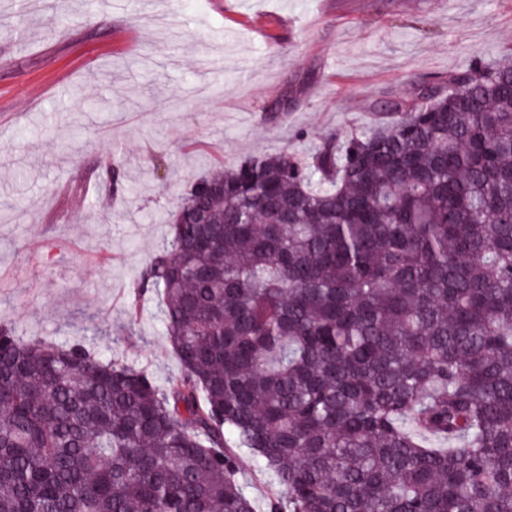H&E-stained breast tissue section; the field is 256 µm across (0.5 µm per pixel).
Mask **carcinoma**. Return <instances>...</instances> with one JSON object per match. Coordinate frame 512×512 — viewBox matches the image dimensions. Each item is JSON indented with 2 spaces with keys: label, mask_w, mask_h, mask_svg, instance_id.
<instances>
[{
  "label": "carcinoma",
  "mask_w": 512,
  "mask_h": 512,
  "mask_svg": "<svg viewBox=\"0 0 512 512\" xmlns=\"http://www.w3.org/2000/svg\"><path fill=\"white\" fill-rule=\"evenodd\" d=\"M409 84L180 195L168 386L0 327V512H512V57ZM245 457L247 463L244 466L242 477L253 493L257 505L256 511L265 512L267 497L277 492L278 488L270 476L260 471L257 463L251 457L247 455Z\"/></svg>",
  "instance_id": "1"
}]
</instances>
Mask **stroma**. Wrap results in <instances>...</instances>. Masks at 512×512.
<instances>
[{
	"instance_id": "35a3bbf8",
	"label": "stroma",
	"mask_w": 512,
	"mask_h": 512,
	"mask_svg": "<svg viewBox=\"0 0 512 512\" xmlns=\"http://www.w3.org/2000/svg\"><path fill=\"white\" fill-rule=\"evenodd\" d=\"M509 54L512 0H57L51 21L43 0H0V325L166 385L162 299L136 284L186 185L370 128L410 77Z\"/></svg>"
}]
</instances>
